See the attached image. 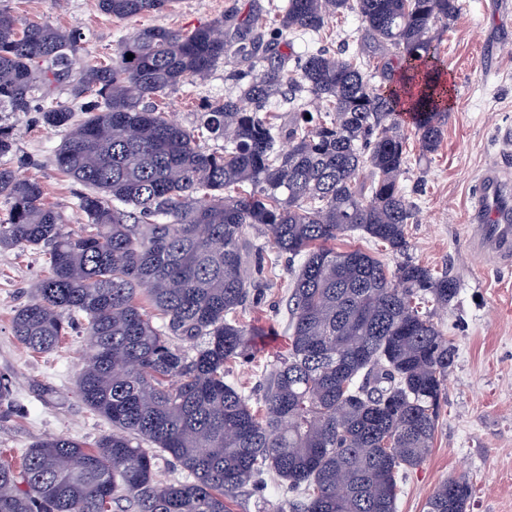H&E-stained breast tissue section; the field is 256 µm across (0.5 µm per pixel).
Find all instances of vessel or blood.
Listing matches in <instances>:
<instances>
[{
	"instance_id": "1",
	"label": "vessel or blood",
	"mask_w": 512,
	"mask_h": 512,
	"mask_svg": "<svg viewBox=\"0 0 512 512\" xmlns=\"http://www.w3.org/2000/svg\"><path fill=\"white\" fill-rule=\"evenodd\" d=\"M508 181L499 168L486 169L478 179L474 214L482 218L476 244L489 259L512 263V208L503 204Z\"/></svg>"
}]
</instances>
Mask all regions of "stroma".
I'll return each mask as SVG.
<instances>
[{"label": "stroma", "mask_w": 512, "mask_h": 512, "mask_svg": "<svg viewBox=\"0 0 512 512\" xmlns=\"http://www.w3.org/2000/svg\"><path fill=\"white\" fill-rule=\"evenodd\" d=\"M282 3L173 0L162 12L129 20L103 13L99 0H0V8L29 22L76 31L80 61L95 65L115 58L120 41L139 25L189 31L228 10L247 25L257 17L272 18ZM459 3L450 29L433 32L453 93L442 140L424 156L417 136H409V162L401 178L418 212L417 223L407 227L410 256L434 273H448L458 285L457 296L434 317L453 342L455 358L434 446L423 463L408 470L397 512H423L433 489L459 475L474 485L468 512H512V266L475 251L471 218L478 174L492 165H512L499 137L512 129V0ZM362 34L361 19L349 13L329 19L321 33L280 38L273 55L290 67L318 47L350 55ZM248 69L247 62L228 53L204 83L178 87L163 107L190 125L206 102L238 97V76ZM7 123L15 132L13 168L40 179L46 203L69 224L84 223L76 207L78 185L50 161L63 130L47 126L37 112L12 114ZM47 270L41 252L0 250V375L12 380L10 397L0 401V451L15 457L42 438L91 444L112 431L76 393L78 370L89 352L84 329L42 354L26 349L12 333L14 314ZM245 318L259 321L264 338L255 359L238 363L234 376L254 390L261 374L286 352V288L262 289Z\"/></svg>", "instance_id": "stroma-1"}]
</instances>
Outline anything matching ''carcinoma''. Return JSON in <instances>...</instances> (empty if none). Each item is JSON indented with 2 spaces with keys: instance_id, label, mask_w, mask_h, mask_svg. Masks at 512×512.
I'll return each instance as SVG.
<instances>
[{
  "instance_id": "cac0c4a2",
  "label": "carcinoma",
  "mask_w": 512,
  "mask_h": 512,
  "mask_svg": "<svg viewBox=\"0 0 512 512\" xmlns=\"http://www.w3.org/2000/svg\"><path fill=\"white\" fill-rule=\"evenodd\" d=\"M171 3L99 0L119 20ZM459 11V0H285L280 36L317 32L345 12L365 30L357 53L317 49L289 69L253 61L262 34L232 12L186 33L138 26L112 64L97 66L79 62L75 33L0 9V114L34 110L66 131L52 163L83 187L86 217L66 224L39 181L4 161L13 131L0 124V248L39 250L49 264L13 336L48 353L86 323L95 356L77 392L112 424L92 447L49 437L17 469L0 460V512H112L119 491L135 512H232L270 469L297 497L291 512H397L405 472L433 448L454 361L434 312L457 295L454 278L408 255L415 212L397 117L408 98L422 155L437 150L451 87L431 30ZM232 48L250 60L240 98L208 105L190 127L159 108ZM380 49L399 69L383 87L366 72ZM60 88L73 102L94 97L84 117L54 100ZM285 90L299 105L279 123L263 107ZM357 230L401 257L394 270L360 248L328 246ZM253 236L300 258L287 354L255 402L231 375L255 354L243 308L272 281ZM159 453L192 480L159 481ZM472 495L467 477H450L425 512H466Z\"/></svg>"
}]
</instances>
